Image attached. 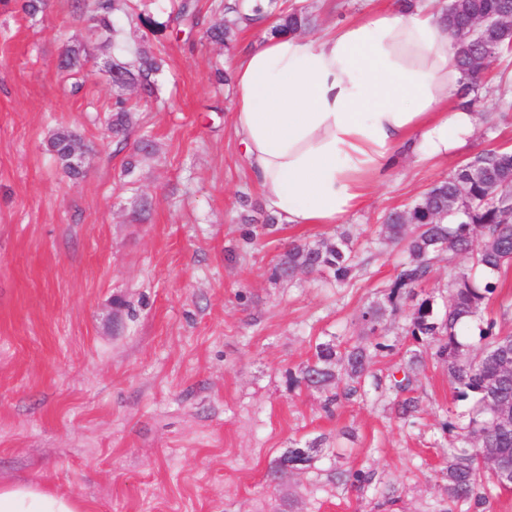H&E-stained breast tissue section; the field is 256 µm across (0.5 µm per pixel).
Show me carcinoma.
Wrapping results in <instances>:
<instances>
[{
    "instance_id": "1",
    "label": "carcinoma",
    "mask_w": 512,
    "mask_h": 512,
    "mask_svg": "<svg viewBox=\"0 0 512 512\" xmlns=\"http://www.w3.org/2000/svg\"><path fill=\"white\" fill-rule=\"evenodd\" d=\"M174 7L160 19L143 9L131 12L128 0H75L77 15L89 33L104 43L119 44L120 30L114 17L124 14L160 40L199 26L212 44L229 49L242 28L277 22L271 34L298 33L310 25L304 8L286 11L277 0L265 5L237 0L218 3L214 18L205 20L195 0H175ZM443 21L453 36L460 71V87L468 90L483 77L480 61L512 53V29L491 27L471 33L473 21L495 22L512 12V0H448ZM139 66L131 69L120 58L112 59L109 73L115 94L112 115L106 130L123 143L131 124L130 98L126 90L135 87L146 98L156 94L155 75L164 59L155 53L138 52ZM72 79L71 92L82 90L85 74L72 52L60 62ZM80 138L68 130L54 132L50 150L61 162L64 173L77 177L84 160L74 153ZM384 238L400 244L407 260L387 285L385 302L363 309L360 321L376 336L386 328L387 317L396 314L407 299L415 301L407 334L414 343L433 350L434 358L448 371L453 400L467 407L457 414L448 411L442 429L452 434L441 480L448 500L446 512H488L492 492L503 491L501 472L512 471V333L495 330L496 321L484 320L483 313L497 292L501 279L512 268V150L492 148L481 151L458 166L448 178L436 182L412 205L389 212L383 224ZM443 252L467 257L472 268L455 272L448 280V301L440 306L433 295L420 292L429 279L436 258ZM350 239L340 236L315 245L294 244L274 267V276L291 278L298 270L324 273L337 284L346 285L363 269ZM478 326V340L464 334L468 324ZM389 349L380 341L356 343L341 348L333 340L316 344L314 352L296 379L307 388L328 391L331 405L341 400H357L367 387H381L382 379L371 372V359ZM418 351H410L402 377L391 375L389 390L396 394L397 418L413 422L419 413L417 369ZM306 453L288 450L276 460L272 475L304 470L314 459L317 443L302 445Z\"/></svg>"
}]
</instances>
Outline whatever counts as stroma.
Masks as SVG:
<instances>
[{
	"label": "stroma",
	"instance_id": "35a3bbf8",
	"mask_svg": "<svg viewBox=\"0 0 512 512\" xmlns=\"http://www.w3.org/2000/svg\"><path fill=\"white\" fill-rule=\"evenodd\" d=\"M308 9L313 33L392 0H286ZM73 0L30 16L0 0V481L30 480L81 498L90 512H446L441 431L453 389L422 349L414 423L398 420L387 388L326 409V392L294 385L316 343L367 341L359 316L383 301L405 259L384 240L393 209L410 206L482 150L512 148V108L490 80L470 92L477 130L447 157L397 164L367 203L336 224L268 233L243 217L268 207L232 132L234 52L185 37L157 42L120 20L134 62L161 51L150 98L131 93L132 141L105 132L111 49L88 43ZM80 52L89 80L66 89L62 54ZM79 135L89 155L70 178L48 146ZM148 136L154 155L133 152ZM132 173H125L127 162ZM348 234L369 264L344 286L272 269L290 241ZM410 308L387 323L385 377L411 346ZM318 440L306 469L270 482L286 448ZM373 472L365 489L349 473Z\"/></svg>",
	"mask_w": 512,
	"mask_h": 512
}]
</instances>
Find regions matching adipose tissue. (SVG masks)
Instances as JSON below:
<instances>
[{"instance_id": "adipose-tissue-1", "label": "adipose tissue", "mask_w": 512, "mask_h": 512, "mask_svg": "<svg viewBox=\"0 0 512 512\" xmlns=\"http://www.w3.org/2000/svg\"><path fill=\"white\" fill-rule=\"evenodd\" d=\"M441 0L376 9L308 41L265 37L236 69L232 126L267 206L294 225L334 224L406 158L447 155L478 113L452 109L459 78ZM0 512H88L31 482L0 483Z\"/></svg>"}]
</instances>
